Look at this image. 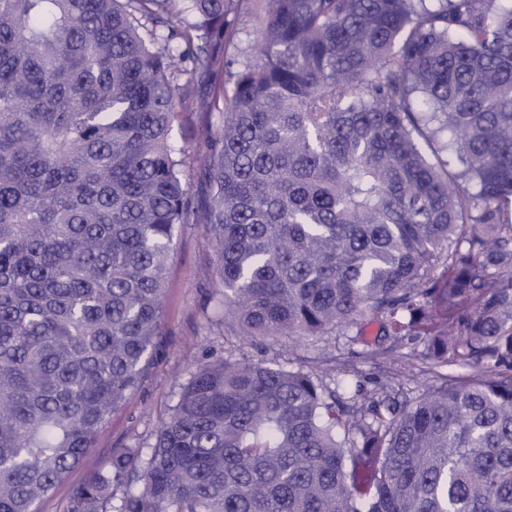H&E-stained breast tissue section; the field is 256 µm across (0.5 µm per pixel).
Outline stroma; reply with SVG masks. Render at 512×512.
Here are the masks:
<instances>
[{"mask_svg":"<svg viewBox=\"0 0 512 512\" xmlns=\"http://www.w3.org/2000/svg\"><path fill=\"white\" fill-rule=\"evenodd\" d=\"M219 122L216 112H185L171 132L172 144L185 151L183 179L196 203L206 194L201 130ZM222 298L218 255L208 225H178L164 299L163 334L153 360L139 386L100 429L81 465L38 503L37 512H67L73 483L91 475L119 449L152 447L182 385L201 363L215 358L276 362L311 372L324 384L339 386L346 397L356 389L368 392L390 380L400 383L402 391L412 397L438 385L441 376L460 372L458 366L437 364L427 374L410 377L408 362L420 351V344L390 348L375 323L366 325L361 343L334 332L276 343L252 341L236 335L232 324L225 322Z\"/></svg>","mask_w":512,"mask_h":512,"instance_id":"35a3bbf8","label":"stroma"}]
</instances>
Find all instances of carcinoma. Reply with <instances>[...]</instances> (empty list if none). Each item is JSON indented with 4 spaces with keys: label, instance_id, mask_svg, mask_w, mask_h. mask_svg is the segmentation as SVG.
<instances>
[{
    "label": "carcinoma",
    "instance_id": "cac0c4a2",
    "mask_svg": "<svg viewBox=\"0 0 512 512\" xmlns=\"http://www.w3.org/2000/svg\"><path fill=\"white\" fill-rule=\"evenodd\" d=\"M180 2L0 0V512H35L139 385L196 221L238 335L378 322L483 376L364 408L208 361L68 512H512V0H266L257 65L230 51L256 0H192V34ZM188 62L227 77L196 104L221 116L198 206ZM220 114L215 112H182L171 132V142L176 148L185 149L183 179L193 202L199 204L206 194L201 172V158L206 151L201 130L206 125L216 127Z\"/></svg>",
    "mask_w": 512,
    "mask_h": 512
}]
</instances>
